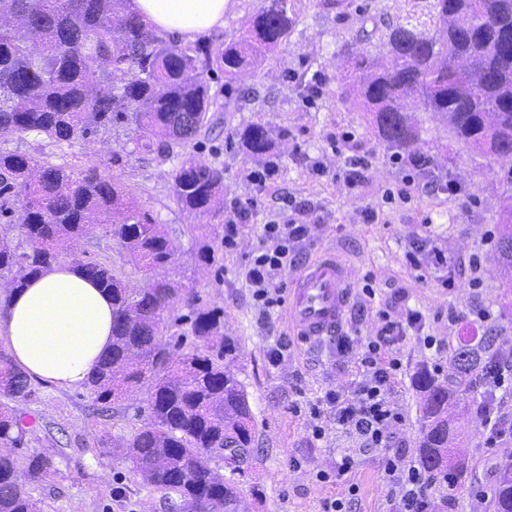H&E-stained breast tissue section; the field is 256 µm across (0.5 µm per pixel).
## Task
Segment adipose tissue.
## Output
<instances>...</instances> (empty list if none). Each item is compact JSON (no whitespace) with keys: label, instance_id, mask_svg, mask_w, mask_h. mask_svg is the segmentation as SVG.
<instances>
[{"label":"adipose tissue","instance_id":"adipose-tissue-1","mask_svg":"<svg viewBox=\"0 0 512 512\" xmlns=\"http://www.w3.org/2000/svg\"><path fill=\"white\" fill-rule=\"evenodd\" d=\"M234 0H128L148 27L192 41L223 27ZM112 347V298L60 263L30 278L0 308V348L28 377L61 388L87 381Z\"/></svg>","mask_w":512,"mask_h":512}]
</instances>
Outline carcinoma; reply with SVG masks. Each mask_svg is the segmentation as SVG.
Listing matches in <instances>:
<instances>
[{
    "instance_id": "carcinoma-1",
    "label": "carcinoma",
    "mask_w": 512,
    "mask_h": 512,
    "mask_svg": "<svg viewBox=\"0 0 512 512\" xmlns=\"http://www.w3.org/2000/svg\"><path fill=\"white\" fill-rule=\"evenodd\" d=\"M385 23L386 59L360 54L349 92L388 148L417 149L421 130L407 108L436 112L460 142L481 155L512 157V0H415ZM125 0H0V16L20 23L0 27V134L37 132L53 142L87 140L116 124L146 131L141 148L164 156L212 129V100L204 78L219 69L232 82L285 42L295 19L288 0L262 8L249 27L212 48L182 47L125 11ZM247 155L271 148L269 131L253 124L241 133ZM224 168L192 155L173 174L176 201L195 215L221 213ZM22 197L19 208L14 198ZM129 193L95 167L76 172L18 152H0V279L15 289L62 261L68 246L97 230L116 241L146 273L174 265L178 247L153 217L127 202ZM20 242H14L11 233ZM73 264L112 297V349L86 386L106 413L112 402L148 387L149 422L123 442L124 459L143 481L163 492L168 512H247L233 480L210 466L224 453L245 460L254 419L230 363L236 347L224 337V309L199 305L196 288L152 278L129 288L114 266ZM494 260L512 268V228L498 234ZM186 308L190 315L178 316ZM204 347L180 351L163 331L183 322ZM496 337L462 336L448 352V372L415 377L423 393L419 461L457 486L464 459L448 463L453 420L448 403L461 392L486 398L477 377L498 364ZM29 395L28 378L0 353V512H43L25 482L57 473L35 450L20 459L28 427L8 405ZM493 512H512V462L497 468Z\"/></svg>"
}]
</instances>
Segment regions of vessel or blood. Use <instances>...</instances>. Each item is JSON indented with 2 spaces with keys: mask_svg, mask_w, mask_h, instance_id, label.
I'll return each mask as SVG.
<instances>
[{
  "mask_svg": "<svg viewBox=\"0 0 512 512\" xmlns=\"http://www.w3.org/2000/svg\"><path fill=\"white\" fill-rule=\"evenodd\" d=\"M353 281L350 266L340 257L309 262L288 294V320L296 335L310 341L334 332L344 320Z\"/></svg>",
  "mask_w": 512,
  "mask_h": 512,
  "instance_id": "vessel-or-blood-1",
  "label": "vessel or blood"
}]
</instances>
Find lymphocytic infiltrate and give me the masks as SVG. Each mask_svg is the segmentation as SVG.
<instances>
[{"label": "lymphocytic infiltrate", "mask_w": 512, "mask_h": 512, "mask_svg": "<svg viewBox=\"0 0 512 512\" xmlns=\"http://www.w3.org/2000/svg\"><path fill=\"white\" fill-rule=\"evenodd\" d=\"M308 233L306 220L296 215L281 223L264 225L263 244L244 272L260 316H270L283 305L285 287L281 272L287 267L299 268L300 246ZM406 257L413 268L426 265L439 272L442 287H456L448 257L430 235L413 238ZM424 327L423 315L416 309L407 310L400 320L388 309H379L366 330L362 329L360 319H351L346 329L337 332L334 348L337 363L355 368L354 388L348 395L330 392L324 397L337 426L363 447L379 450L385 474L400 483L403 495L397 512H427L436 484L435 477L397 448L396 432L404 426L405 419L391 397L395 379L403 368L402 349L406 340H414L419 350H431L438 356L447 350L444 340L425 334Z\"/></svg>", "instance_id": "1"}]
</instances>
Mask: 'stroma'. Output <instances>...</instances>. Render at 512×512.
Returning <instances> with one entry per match:
<instances>
[{"label": "stroma", "instance_id": "1", "mask_svg": "<svg viewBox=\"0 0 512 512\" xmlns=\"http://www.w3.org/2000/svg\"><path fill=\"white\" fill-rule=\"evenodd\" d=\"M292 5L295 23L288 39L262 65L233 84L221 71L207 74L214 101L211 114L218 125L166 159L142 153L138 132L127 125L73 144H55L33 133H5L0 135V151L25 152L77 169L98 167L122 182L134 205L178 242V264L163 270V277L193 284L204 304L223 307L224 334L237 347L232 368L248 392L256 433L248 461L217 458L213 464L234 479L250 512H322L326 499L346 496L352 486L357 489L353 512H391L399 487L387 480L378 450L360 448L329 413L323 416L324 438L311 436V406L326 392H351L354 369L337 367L327 340L307 342L293 336L285 315L261 324L241 272L262 244L263 225L287 219L284 205L289 202L308 214L310 231L303 244L308 259L336 254L353 267L354 288L362 287L365 275H373L376 304L390 307L394 316L409 305L422 311L428 334L453 340L495 335L504 357L512 360V288L494 260H486L483 287L476 294L443 288L431 270H414L406 262L413 236L422 232L452 258L483 250L484 232L501 225L507 188L500 160L475 153L454 138L438 115L421 112L418 153L428 166L415 175L410 203L384 202V191L397 186L402 171L368 113L344 96V78L351 72L349 53H382L383 22L409 10L408 0H353L342 14L325 8L321 0H292ZM257 123L272 132L266 160L246 156L238 137ZM191 154L224 168V211L218 216L191 214L174 197L172 175ZM354 156L365 157L369 167L363 180L352 184L347 171ZM268 161L277 165L274 175L265 187L252 184L250 171ZM448 182L455 183L456 193L442 191ZM248 199L254 202L253 218L241 225L236 206ZM367 206L377 210V223H363L361 211ZM233 222L238 225L236 245L225 251L224 231ZM206 239L219 249L214 271L194 258L199 242ZM76 251L85 259L114 262L129 287L146 284L139 266L111 238L91 234L79 241ZM475 304L492 308V325L469 318L449 325L448 308L464 310ZM273 338L291 347L290 356L276 364L267 352ZM403 353L408 369L397 377L392 399L406 418L397 443L413 460L421 401L413 378L434 362L412 343ZM30 388V396L15 399L13 405L34 428L28 448L48 451L58 470L52 480L29 489L44 512H165L161 492L134 475L116 447L146 423V391L129 395L113 404L109 415L99 416L86 387L63 389L34 379ZM455 420L458 451L474 476L453 492L447 485L436 486L431 510L491 512L485 497L496 479L491 465L512 455V441L499 448L482 446L476 399L458 401ZM346 455L353 465L340 481L316 480L317 472L334 470Z\"/></svg>", "mask_w": 512, "mask_h": 512}]
</instances>
